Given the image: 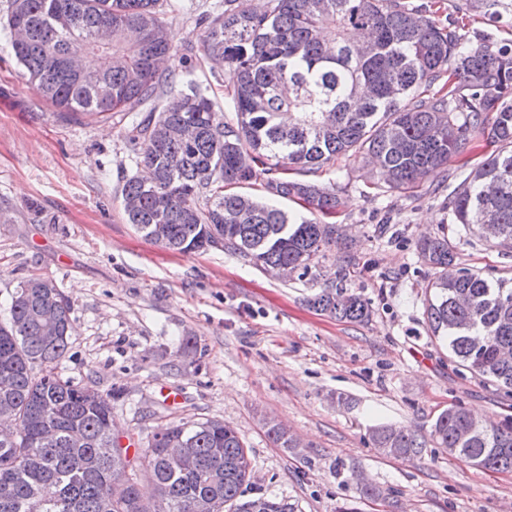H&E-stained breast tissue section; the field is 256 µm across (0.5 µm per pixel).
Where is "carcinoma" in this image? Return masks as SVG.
<instances>
[{
  "label": "carcinoma",
  "mask_w": 512,
  "mask_h": 512,
  "mask_svg": "<svg viewBox=\"0 0 512 512\" xmlns=\"http://www.w3.org/2000/svg\"><path fill=\"white\" fill-rule=\"evenodd\" d=\"M164 2L12 0L0 26L23 78L62 112L107 119L165 97L126 133L150 178L125 180L123 211L147 240L188 254L219 238L222 250L263 271L288 266L316 279L319 260L342 240L327 219L345 205L322 172L360 156L405 193L481 135L495 150L448 198V216L460 240L500 225L494 245L512 252V44L475 46L459 33L464 18L444 26L429 6L405 0H266L259 10L251 0H224L205 17L202 52L224 62L235 114L227 122L200 91L174 92L196 54L174 47L160 18ZM471 7L495 20L507 4ZM67 10L73 24L65 32L55 19ZM67 51L98 56L110 99L59 66ZM190 115L198 133L184 141L177 129ZM256 165L273 174L265 201L245 191ZM154 224L167 229L161 241ZM416 251L435 274L424 310L432 336L448 344V359L511 393L512 359L501 351L512 349V278L455 267L456 243L447 237L422 239ZM308 303L350 323L371 315L360 295L332 280ZM72 329L71 303L54 279L18 283L0 320V404L11 405L18 429L14 440L0 439V512H196L204 496L227 512H250L251 501L241 500L250 461L237 431L217 419L181 420L129 455L111 396L56 372ZM371 437L395 459L431 443L465 464L512 470V427L477 423L457 405L427 434L382 425ZM147 468L156 484L149 501L136 489Z\"/></svg>",
  "instance_id": "cac0c4a2"
}]
</instances>
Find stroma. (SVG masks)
Segmentation results:
<instances>
[{
	"label": "stroma",
	"mask_w": 512,
	"mask_h": 512,
	"mask_svg": "<svg viewBox=\"0 0 512 512\" xmlns=\"http://www.w3.org/2000/svg\"><path fill=\"white\" fill-rule=\"evenodd\" d=\"M175 47L200 45L201 15L223 0H168ZM472 43L512 41V15L471 12ZM197 86L232 118L222 65L202 61L176 89ZM128 117L101 122L59 113L20 77L0 41V317L17 283L54 278L71 302L73 331L62 377L114 393L121 439L146 448L158 427L215 418L244 440L253 478L244 498L268 497L294 512H512V471L464 465L443 448L402 460L375 448L380 425L429 432L459 405L477 419L512 423V396L449 362L424 316L430 269L415 242L454 236L444 200L491 148L477 136L414 194L391 191L363 159L337 161L343 243L328 252L343 287L368 302L363 323L311 309L322 280H282L220 250L180 254L147 241L121 207L126 178L142 173L125 138ZM458 266L487 274L512 254L479 236L457 248ZM175 393L176 402L166 401ZM295 449L275 445L267 418ZM383 497L361 496L363 485Z\"/></svg>",
	"instance_id": "1"
}]
</instances>
